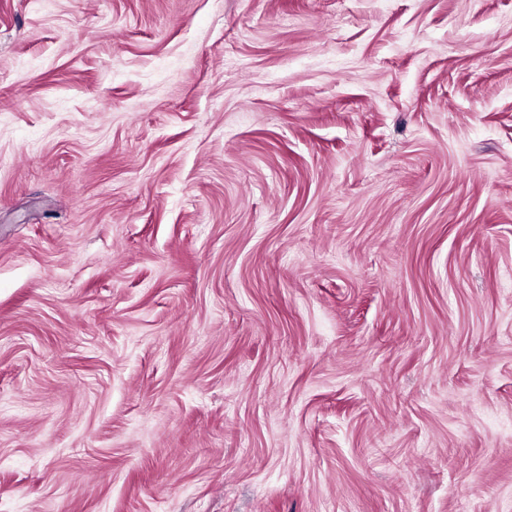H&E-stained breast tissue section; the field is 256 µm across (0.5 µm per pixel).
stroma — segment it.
Returning a JSON list of instances; mask_svg holds the SVG:
<instances>
[{
	"instance_id": "stroma-1",
	"label": "stroma",
	"mask_w": 512,
	"mask_h": 512,
	"mask_svg": "<svg viewBox=\"0 0 512 512\" xmlns=\"http://www.w3.org/2000/svg\"><path fill=\"white\" fill-rule=\"evenodd\" d=\"M0 512H512V0H0Z\"/></svg>"
}]
</instances>
